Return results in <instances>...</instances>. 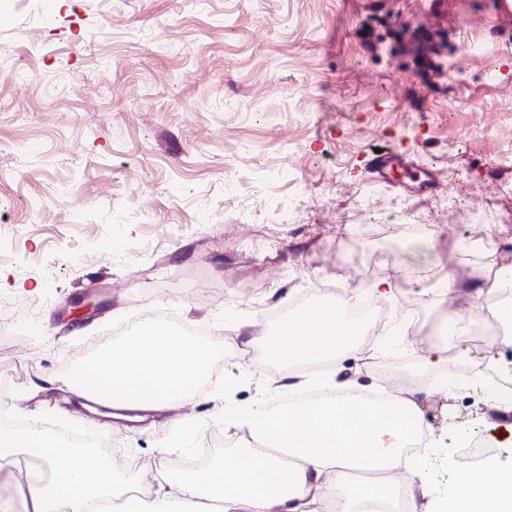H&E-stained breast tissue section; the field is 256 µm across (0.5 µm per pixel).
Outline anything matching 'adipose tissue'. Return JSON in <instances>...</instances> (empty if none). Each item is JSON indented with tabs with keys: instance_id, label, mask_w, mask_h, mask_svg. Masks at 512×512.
<instances>
[{
	"instance_id": "ef3b65f1",
	"label": "adipose tissue",
	"mask_w": 512,
	"mask_h": 512,
	"mask_svg": "<svg viewBox=\"0 0 512 512\" xmlns=\"http://www.w3.org/2000/svg\"><path fill=\"white\" fill-rule=\"evenodd\" d=\"M357 333L335 309L309 305L278 327L271 353L289 364L331 359L355 351ZM210 357L204 342L149 320L118 354L96 356L75 373L103 388L122 389L130 401L160 412L194 391ZM422 393L416 387L379 407L361 397L272 411L268 392H261L235 421L262 441V449H233L203 478L168 480L152 501L130 496L112 504V512H194L203 496L221 502L223 512H325L331 498L337 512H355L359 493L386 501L401 482L410 499L426 496L419 467L404 464L401 455L411 437L426 434ZM21 454L35 463L18 487L23 507L0 499V512H99L112 469L97 456L39 435L1 430L0 470ZM447 499L464 512H512V475L490 476L482 465L460 469Z\"/></svg>"
}]
</instances>
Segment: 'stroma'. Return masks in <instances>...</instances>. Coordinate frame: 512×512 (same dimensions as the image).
Segmentation results:
<instances>
[{"label": "stroma", "instance_id": "obj_1", "mask_svg": "<svg viewBox=\"0 0 512 512\" xmlns=\"http://www.w3.org/2000/svg\"><path fill=\"white\" fill-rule=\"evenodd\" d=\"M378 148L416 174L376 179L364 162ZM247 196L291 199L296 219L266 222ZM510 210L512 22L495 0H0V412L95 434L135 462L116 481L158 482L211 438H244L228 415L260 382L333 376L378 395L391 371L429 391L421 512L465 466L461 430L511 471L512 401L485 406L490 382L448 319L479 312L486 268L512 263ZM250 229L264 247L238 245ZM474 234L484 249L463 253ZM450 272L459 284L437 290ZM390 276L393 293L375 294ZM327 289L385 322L313 370L273 358L261 330ZM79 298L95 309L77 323ZM404 307L467 381L435 386L423 345L392 323ZM149 315L204 331L216 370L197 393L87 423L68 388L33 391Z\"/></svg>", "mask_w": 512, "mask_h": 512}]
</instances>
